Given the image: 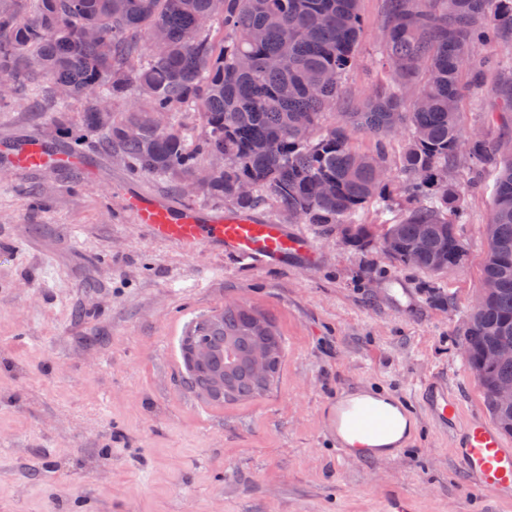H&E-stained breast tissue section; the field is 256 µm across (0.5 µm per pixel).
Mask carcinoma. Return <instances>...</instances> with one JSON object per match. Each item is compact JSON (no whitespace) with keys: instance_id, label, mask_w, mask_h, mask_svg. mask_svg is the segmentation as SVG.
<instances>
[{"instance_id":"1","label":"carcinoma","mask_w":512,"mask_h":512,"mask_svg":"<svg viewBox=\"0 0 512 512\" xmlns=\"http://www.w3.org/2000/svg\"><path fill=\"white\" fill-rule=\"evenodd\" d=\"M10 2L0 0V75L65 88L83 104L82 124L101 151L142 175L182 178L183 191L221 156L224 165L200 185L207 195L240 211L271 200L359 249L372 246L374 234L358 212L375 203L392 215L378 242L383 258L438 274L467 258L458 230L464 208L448 169L464 156L476 172H494L482 279L496 288L458 335L489 410L512 435V406L493 397L496 386L512 383V358H488L512 343V152L485 137L463 150L460 112L466 94L485 87L493 111L512 121V65L488 54L512 43V0H382L390 79L329 126L360 40L361 0H224L217 16L211 0H29L24 16ZM126 100L132 105L119 119L113 106ZM192 108L201 112V134L166 121ZM356 134L402 138L392 180L376 172L388 164L384 146L360 152ZM261 337L280 367L283 338L261 312L226 305L193 323L182 356L191 341L207 347L208 361L188 369L191 386L205 392L219 377L223 401L265 392L251 366Z\"/></svg>"}]
</instances>
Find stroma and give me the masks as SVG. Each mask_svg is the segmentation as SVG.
<instances>
[{
    "instance_id": "1",
    "label": "stroma",
    "mask_w": 512,
    "mask_h": 512,
    "mask_svg": "<svg viewBox=\"0 0 512 512\" xmlns=\"http://www.w3.org/2000/svg\"><path fill=\"white\" fill-rule=\"evenodd\" d=\"M364 18L341 111L384 71L381 0ZM49 85L24 78L0 96V139L47 138L88 156L86 179L54 167L0 174V512H379L396 492L412 512H512L470 480L452 436L424 402L438 381L463 415L486 413L457 334L480 287L492 176H452L467 224L463 266L432 276L311 234L316 264L248 269L232 255L188 256L145 237L123 207L134 188L178 206L229 213L203 191L144 176L101 152L69 104L52 120ZM485 90L463 101L465 128L512 147ZM443 288L447 303L424 290ZM266 313L285 341L273 388L211 402L186 381L180 339L225 303ZM399 403L415 424L394 457L343 460L336 401L354 391Z\"/></svg>"
}]
</instances>
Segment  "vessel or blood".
<instances>
[{"mask_svg":"<svg viewBox=\"0 0 512 512\" xmlns=\"http://www.w3.org/2000/svg\"><path fill=\"white\" fill-rule=\"evenodd\" d=\"M50 161L80 163L88 174L95 170L91 161H78L65 146L49 145L36 138L22 137L0 145V172L4 174L27 171ZM123 204L140 230L191 256L206 248L226 252L246 268L314 256L311 240L301 233L289 232L284 224H269L248 215H209L191 204L173 207L139 192L126 193ZM428 407L439 422L461 424L456 452L478 484L493 496H512V446L480 416L461 419L458 398L442 385L431 389Z\"/></svg>","mask_w":512,"mask_h":512,"instance_id":"obj_1","label":"vessel or blood"}]
</instances>
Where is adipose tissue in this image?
I'll list each match as a JSON object with an SVG mask.
<instances>
[{"mask_svg": "<svg viewBox=\"0 0 512 512\" xmlns=\"http://www.w3.org/2000/svg\"><path fill=\"white\" fill-rule=\"evenodd\" d=\"M350 402L363 405L378 412L384 424L378 433L368 436L349 430H342L341 435L345 441L355 446L357 452L374 451L378 454L390 453L392 446L400 444L409 431V422L389 400L377 398L365 393H354L349 397Z\"/></svg>", "mask_w": 512, "mask_h": 512, "instance_id": "adipose-tissue-1", "label": "adipose tissue"}]
</instances>
